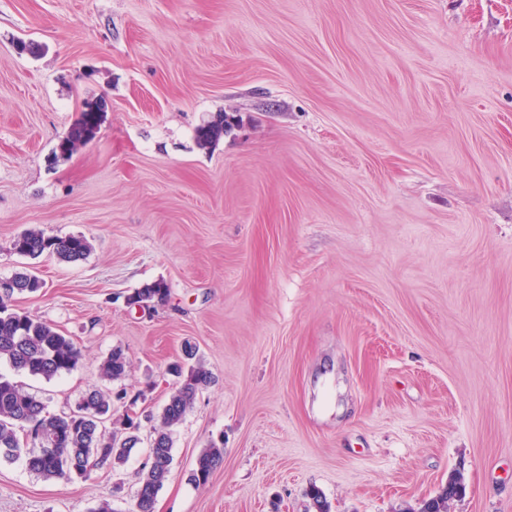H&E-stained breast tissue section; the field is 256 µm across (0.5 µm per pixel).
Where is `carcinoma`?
<instances>
[{
    "label": "carcinoma",
    "instance_id": "obj_1",
    "mask_svg": "<svg viewBox=\"0 0 512 512\" xmlns=\"http://www.w3.org/2000/svg\"><path fill=\"white\" fill-rule=\"evenodd\" d=\"M106 99L99 97L85 103V109L62 136L54 155L65 156L77 146L93 138L101 125ZM226 132L224 114L218 113L195 130L198 143L209 146ZM15 253L37 258L45 253L55 254L67 262L86 258L90 245L82 235L47 236L29 230L13 241ZM10 280L17 294L35 293L44 287L43 281L31 270L16 272ZM168 287L162 281L145 284L128 303L149 306L167 300ZM81 351L68 336L50 324L10 308L0 298V363L32 376L52 379L74 370ZM128 367L127 358L119 347L112 349L100 364L101 378L109 383L122 379ZM169 372L179 378L163 408L160 424L153 428L147 462L138 478L135 506L138 512H153L159 491L168 480L173 462L172 429L192 408L198 392L211 383V373L201 363L188 367L174 363ZM126 394H112L111 389H94L85 393L78 411L51 414L35 395L25 391L11 378L0 374V458L12 461L24 456L27 469L47 480L70 479L86 468L89 450L99 452L100 467L122 464L139 444L136 431L139 423L129 414L112 419L114 403ZM224 461V448L216 442L203 448L196 457L189 480L198 486L206 485ZM461 491L460 482L451 478L435 497L424 502L418 512H449L448 502Z\"/></svg>",
    "mask_w": 512,
    "mask_h": 512
}]
</instances>
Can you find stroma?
Listing matches in <instances>:
<instances>
[{
    "label": "stroma",
    "instance_id": "stroma-1",
    "mask_svg": "<svg viewBox=\"0 0 512 512\" xmlns=\"http://www.w3.org/2000/svg\"><path fill=\"white\" fill-rule=\"evenodd\" d=\"M27 229L90 252L20 256ZM24 267L45 286L11 307L82 358L0 372L59 413L122 348L141 442L85 478L1 460L0 512H132L189 345L213 381L155 512H306L312 487L405 512L454 472L451 512H512V0H0V278ZM155 280L164 304H128ZM106 103L107 101L104 97H99L89 100L84 104L85 109L80 112L78 119L56 144L54 149L55 156L68 155L73 152L77 146L95 138L101 125V116L103 113V111H100L99 105L106 106ZM224 113H218L210 120L199 125L195 130L198 143L202 146H209L219 141L226 130ZM224 461V448L216 442H211L203 448L196 457L194 467L189 474V480L198 486L206 485L215 470Z\"/></svg>",
    "mask_w": 512,
    "mask_h": 512
}]
</instances>
